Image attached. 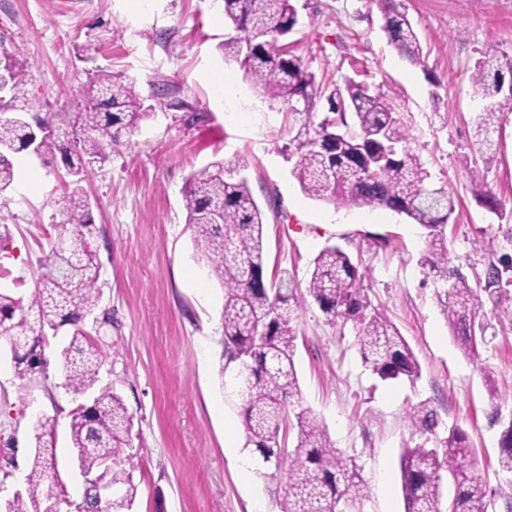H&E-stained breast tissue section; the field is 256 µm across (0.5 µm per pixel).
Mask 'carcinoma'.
<instances>
[{
    "instance_id": "carcinoma-1",
    "label": "carcinoma",
    "mask_w": 512,
    "mask_h": 512,
    "mask_svg": "<svg viewBox=\"0 0 512 512\" xmlns=\"http://www.w3.org/2000/svg\"><path fill=\"white\" fill-rule=\"evenodd\" d=\"M385 30L399 53L413 63L422 47L401 0H381ZM224 15L236 35L224 40V56L245 68L264 93L289 108L304 103L310 111L316 95L326 98L327 114L316 124L301 126L294 137V175L301 189L317 200L342 206L386 208L406 215L428 230L423 265L436 284V297L448 327L466 355L478 356L480 337L475 322L480 296L467 277L451 265L444 227L453 206L442 188L427 185L428 172L409 147L408 135L396 112L366 84L350 78L332 88L316 85L301 58L278 51L279 39L297 21L291 0H224ZM512 58L485 56L470 72L474 94L495 101L481 113L479 149L493 151L492 134L512 113ZM29 67L0 50V194L15 179L14 155L29 150L42 158L61 155L72 186L55 200L65 217L43 259L47 272L25 300L0 291V340L9 346L18 374L43 368L47 333L73 327L60 352L66 388L83 394L98 381L102 360L83 322L100 301L97 252L90 244V204L79 187L85 166L105 158V148L118 151L123 137L151 115L132 81L99 71L90 82L87 112L79 113L80 130L73 137L54 132L40 136L38 125L51 120L33 105L19 116L6 117L23 98ZM186 221L195 250L209 274L224 288L222 328L225 362L220 377L243 368L241 410L244 447L256 462V473L274 478L288 467V482L279 500L280 512H362L369 487L354 459L336 448L326 427L301 404L295 369L294 285L288 273L270 282L264 278L263 219L246 178L221 162L193 172L183 191ZM310 295L328 320L343 329L352 326L364 363L382 380L420 375V365L397 327L370 301L356 265L337 246H327L314 259ZM412 424L434 431L436 413L427 404L414 408ZM294 428L296 444L285 443ZM133 422L121 398L103 393L89 406L71 411L70 439L82 473L105 475L122 489L118 510L131 509L137 494L123 462L140 455L134 448ZM55 420L38 419L34 456L26 476V494L6 501V512H44L58 501V473L47 457ZM475 448L459 427L449 430L434 448L404 449L400 474L406 512H489L494 492L474 463ZM499 466L512 472V421L499 440ZM449 476L453 493L442 492ZM81 512H108L105 498L85 487Z\"/></svg>"
}]
</instances>
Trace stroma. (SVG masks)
<instances>
[{"label": "stroma", "mask_w": 512, "mask_h": 512, "mask_svg": "<svg viewBox=\"0 0 512 512\" xmlns=\"http://www.w3.org/2000/svg\"><path fill=\"white\" fill-rule=\"evenodd\" d=\"M298 22L289 51L318 83L366 82L397 112L410 146L454 212L445 227L449 256L480 289L483 342L477 359L456 346L422 264L427 231L389 209L345 207L307 196L293 174L292 140L320 121L265 95L219 46L234 30L223 0H0V42L30 65L27 97L68 130L83 111L95 71L133 79L153 109L128 134L127 148L87 166L91 238L100 263L99 312L86 321L102 365L94 388L64 386L59 359L69 332L47 338L42 372L22 379L0 351V501L26 491L38 417L56 421L53 455L60 512H76L84 479L70 441V413L100 391L116 392L144 451L130 465L132 512H278L276 487L249 464L238 397L220 387L224 289L194 256L183 190L210 163L239 168L263 213L264 272L295 282V367L302 402L331 441L355 459L369 486L363 512H405L400 454L435 447L464 429L493 489L489 512H512V473L498 464L500 433L512 422V114L499 146L481 156L482 110L469 73L486 54L512 57V0H403L423 49L421 63L389 42L378 0H293ZM37 180L15 179L0 194V288L29 298L61 220L54 201L69 177L60 160L28 154ZM498 199L490 212L474 198L471 169ZM328 245L346 252L372 304L395 324L421 366L416 381L380 380L360 357L352 328H339L308 293L314 259ZM501 284L483 289L489 265ZM429 403L438 425L412 427Z\"/></svg>", "instance_id": "1"}]
</instances>
